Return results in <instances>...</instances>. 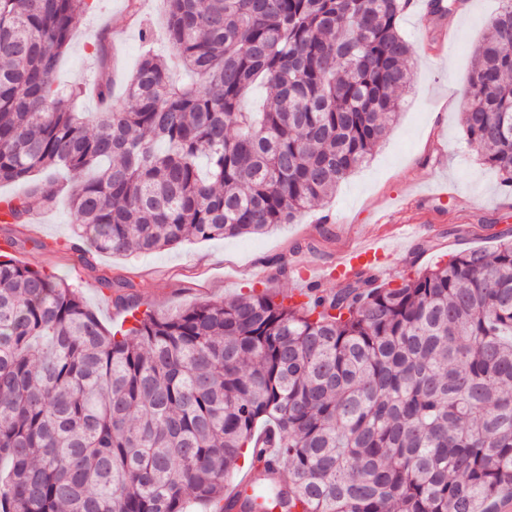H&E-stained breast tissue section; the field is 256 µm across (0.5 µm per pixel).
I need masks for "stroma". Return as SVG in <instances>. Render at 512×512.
Returning a JSON list of instances; mask_svg holds the SVG:
<instances>
[{
	"instance_id": "1",
	"label": "stroma",
	"mask_w": 512,
	"mask_h": 512,
	"mask_svg": "<svg viewBox=\"0 0 512 512\" xmlns=\"http://www.w3.org/2000/svg\"><path fill=\"white\" fill-rule=\"evenodd\" d=\"M468 2L464 15L439 21L427 17L420 2L405 13L401 30L413 44L408 61L413 79L399 94L396 122L367 162L299 221L259 235L188 241L127 256L102 254L97 263L132 281L141 309L170 314L201 298L227 301L254 290L289 293L300 269L335 263L359 237L389 232L411 216L421 231L395 243L380 283H399L406 273L468 249H494L498 233L512 228V191L467 143L462 114L476 51L499 0ZM145 28L153 35L148 44L140 36ZM104 32L117 49L112 77L119 85L145 49L170 52L163 0H145L136 20L129 17L126 0H95L76 19V37L59 66L61 84L84 85L96 78L94 45ZM8 235L20 240L18 260L79 288L106 327L125 323L127 310L97 287L78 260L86 241L73 232L66 199L34 222L0 224V240Z\"/></svg>"
}]
</instances>
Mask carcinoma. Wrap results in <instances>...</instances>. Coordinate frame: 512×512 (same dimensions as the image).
<instances>
[{
  "mask_svg": "<svg viewBox=\"0 0 512 512\" xmlns=\"http://www.w3.org/2000/svg\"><path fill=\"white\" fill-rule=\"evenodd\" d=\"M178 64L147 50L112 81L55 84L90 0H0L1 224L48 211L29 182L65 169L74 232L149 253L292 224L371 155L398 116L409 0H164ZM459 0H430L450 15ZM262 81L263 111L244 99ZM468 143L512 187V0L476 53ZM0 248V512H188L224 500L255 430L284 461L242 512H491L512 488V233L492 251L378 283L363 267L303 301L251 293L139 317L134 285L86 262L131 311L109 330L78 289Z\"/></svg>",
  "mask_w": 512,
  "mask_h": 512,
  "instance_id": "carcinoma-1",
  "label": "carcinoma"
}]
</instances>
